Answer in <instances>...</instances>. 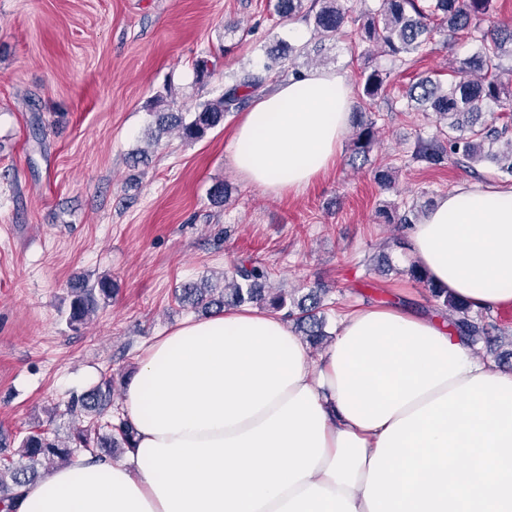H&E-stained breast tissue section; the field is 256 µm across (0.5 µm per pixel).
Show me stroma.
<instances>
[{
	"mask_svg": "<svg viewBox=\"0 0 512 512\" xmlns=\"http://www.w3.org/2000/svg\"><path fill=\"white\" fill-rule=\"evenodd\" d=\"M294 42L269 0H0V430L37 425L67 434L73 396L110 374L121 394L147 345L197 311L175 290L233 265L258 262L271 292L324 284L326 330L358 306H407L446 321L449 311L407 273V231L380 209L437 200L463 184L499 187L492 164L465 169L410 160L434 128L405 111L399 91L422 72L452 77L473 47L440 34L432 50L394 72L390 100L368 109L380 130L373 160L397 170L381 189L349 150L301 192L266 195L229 163L241 116L187 145L151 144L160 93L175 107L216 97L234 72L259 61L269 34ZM205 57L216 73L193 81ZM147 148L149 165L131 152ZM226 184L227 202L211 188ZM106 276L112 296L70 326L75 279Z\"/></svg>",
	"mask_w": 512,
	"mask_h": 512,
	"instance_id": "35a3bbf8",
	"label": "stroma"
}]
</instances>
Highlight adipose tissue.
I'll list each match as a JSON object with an SVG mask.
<instances>
[{"label": "adipose tissue", "instance_id": "1", "mask_svg": "<svg viewBox=\"0 0 512 512\" xmlns=\"http://www.w3.org/2000/svg\"><path fill=\"white\" fill-rule=\"evenodd\" d=\"M351 116L346 73L290 76L243 115L230 164L300 192L336 165ZM408 240L472 308L512 304L511 187H458ZM122 407L125 460L73 457L17 512H512V371L403 307L351 311L315 363L270 311L185 320L147 346Z\"/></svg>", "mask_w": 512, "mask_h": 512}]
</instances>
